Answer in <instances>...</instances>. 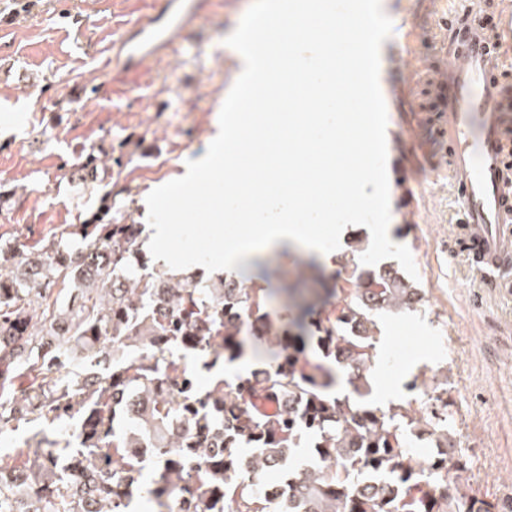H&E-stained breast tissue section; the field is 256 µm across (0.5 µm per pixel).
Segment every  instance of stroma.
I'll return each mask as SVG.
<instances>
[{
	"mask_svg": "<svg viewBox=\"0 0 512 512\" xmlns=\"http://www.w3.org/2000/svg\"><path fill=\"white\" fill-rule=\"evenodd\" d=\"M469 2L382 0L393 32L380 88L404 91L386 139L407 199L391 198L390 226L412 253L420 302L377 317L371 401L419 410L428 398L406 390L413 375L447 383L449 430L470 459L472 493L512 512V288L486 287L455 246L449 147L436 133ZM251 4L211 0L179 55L153 63L130 96L108 62L148 0H0V240L30 245L83 221L107 182L112 223H145L147 194L181 177L219 130L241 68L224 40Z\"/></svg>",
	"mask_w": 512,
	"mask_h": 512,
	"instance_id": "obj_1",
	"label": "stroma"
}]
</instances>
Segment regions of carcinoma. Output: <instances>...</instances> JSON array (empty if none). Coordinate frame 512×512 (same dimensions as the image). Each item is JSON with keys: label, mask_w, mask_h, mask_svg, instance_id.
Returning a JSON list of instances; mask_svg holds the SVG:
<instances>
[{"label": "carcinoma", "mask_w": 512, "mask_h": 512, "mask_svg": "<svg viewBox=\"0 0 512 512\" xmlns=\"http://www.w3.org/2000/svg\"><path fill=\"white\" fill-rule=\"evenodd\" d=\"M105 211L26 249L0 243V433L43 420L66 449L41 428L0 453V512H134L149 465L150 512H493L470 495L469 460L451 444L448 383L421 411L367 402L376 315L420 301L398 269L363 265L356 245L342 289L312 259L292 283L262 267L256 279L201 286L148 265L142 226L110 224ZM275 294L298 311L286 340L268 311ZM190 356L211 373L204 388ZM244 358L258 365L225 378L224 365ZM132 395L147 405L129 418ZM415 432L434 455L412 450ZM148 442L162 449L154 461L128 452ZM304 446L319 466L294 479L298 495L273 500L289 488L281 467Z\"/></svg>", "instance_id": "1"}]
</instances>
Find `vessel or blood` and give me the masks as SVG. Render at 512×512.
I'll use <instances>...</instances> for the list:
<instances>
[{
	"label": "vessel or blood",
	"mask_w": 512,
	"mask_h": 512,
	"mask_svg": "<svg viewBox=\"0 0 512 512\" xmlns=\"http://www.w3.org/2000/svg\"><path fill=\"white\" fill-rule=\"evenodd\" d=\"M211 0H157L158 13L137 20L113 41L127 94L140 90L137 74L150 62L174 54L184 32ZM480 12L470 14L448 56L453 93L438 124L449 146L448 173L458 193L459 252L494 288L512 286V114L506 112L502 83L504 45L512 27L487 30Z\"/></svg>",
	"instance_id": "obj_1"
}]
</instances>
